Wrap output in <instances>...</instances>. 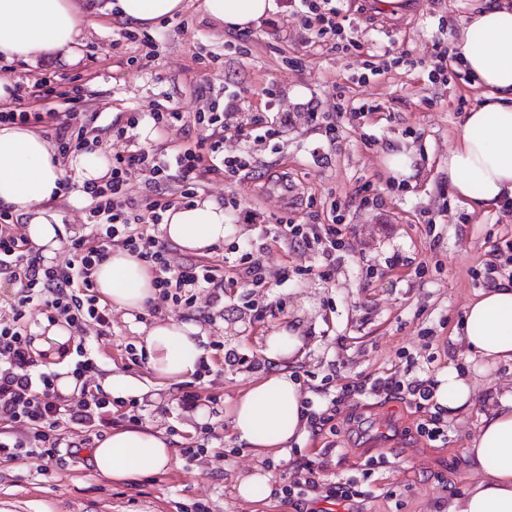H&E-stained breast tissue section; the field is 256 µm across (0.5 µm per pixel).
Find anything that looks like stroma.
<instances>
[{"label":"stroma","instance_id":"1","mask_svg":"<svg viewBox=\"0 0 512 512\" xmlns=\"http://www.w3.org/2000/svg\"><path fill=\"white\" fill-rule=\"evenodd\" d=\"M106 2L78 0L90 23L72 51L28 63L0 60V84L9 91L0 111L45 112L33 93L36 79L65 92L80 78L73 124L85 129L87 153L108 159L126 147L113 137V125L132 112L141 115L135 140L150 152L208 138L212 129L196 123V113L232 91L245 116L293 113V124L270 142L226 137L225 152H249L252 167L233 183L206 176L199 196L219 203L236 193L271 224L339 219L344 246L327 279L315 254L285 245L255 250L271 275L286 264L293 274L261 290L238 282L213 322L202 300L189 310H144L146 325L174 319L201 326L211 371L188 377L200 396L193 408L180 403L183 383L156 376L141 354L142 336L113 312L110 335L85 337L97 364L89 383L111 372L136 378L145 391L141 425L164 435L176 450L174 462L133 481L99 475L83 453L44 469L34 460L2 463L0 512H191L199 502L209 512H306V504L284 503L282 488L307 457L324 460L321 477L329 482L370 477L372 494L355 512H443L449 494L472 481L462 454L488 392L512 387L511 364L477 362L475 408L441 414L444 435L436 441L419 430L425 413L402 400L347 401L319 435L305 433L284 451L260 457L236 444L229 411L271 372L263 343L279 328L302 329L303 354L288 368L302 394L318 403L328 384L394 371L416 376L460 360L454 332L465 305L480 290L512 281V207L472 212L448 192V153L465 112L483 100L455 52L476 0H407L394 14L380 11L376 0H337L366 49L362 55L312 47L299 16L284 6L249 30L225 32L203 0H185L181 13L145 28L154 42L149 52L140 41H120L126 26L105 11ZM440 48L448 52L441 74L432 67ZM369 53L383 56L384 73L367 68ZM364 104L368 113H358ZM171 109L182 113V123L154 127L152 112ZM392 152L411 154L412 175L394 177L386 165ZM61 165L73 187L49 208L68 240L84 232L89 201L69 158ZM220 345L243 355L245 365H226ZM189 445L197 449L191 458L182 453ZM371 459L384 466L368 475ZM258 466L271 475V493L240 499L239 477Z\"/></svg>","mask_w":512,"mask_h":512}]
</instances>
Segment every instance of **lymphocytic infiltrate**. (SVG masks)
<instances>
[{
    "label": "lymphocytic infiltrate",
    "instance_id": "lymphocytic-infiltrate-1",
    "mask_svg": "<svg viewBox=\"0 0 512 512\" xmlns=\"http://www.w3.org/2000/svg\"><path fill=\"white\" fill-rule=\"evenodd\" d=\"M294 12L304 14V22L315 30L312 42L320 46L335 40L344 27L340 11L332 0H288ZM235 95H228L222 111L200 112V124L219 126L222 131L242 137L253 134L255 141L273 137L265 119L254 116L240 121ZM251 156L242 151L228 155L222 141H215L209 153L200 146L176 149L171 159L149 153L141 147L115 155L112 167L101 180L81 186L88 198L89 222L86 234L69 242L71 257L65 265H45L33 256L30 242L22 233L10 208L0 206V274L6 275L14 292L0 296V461L49 460L58 464L74 457V442L65 440L63 426L94 431L112 422V397L103 389H89L87 381L97 364L84 345H77V359L70 374L80 387L78 395H63L57 388L58 373L38 368L28 337V313L40 307L47 320L65 321L77 336L88 330L97 335L111 333V311L97 292L94 271L112 249L119 247L145 262L153 274L159 299L172 307L194 306L199 294H206L213 309H223L224 290L238 281L256 288L269 287L266 267L246 252L231 265L199 261L176 264L170 249L155 233L167 211L191 205L200 177L213 175L225 180L248 170ZM177 167L184 179L179 194L164 191L170 167ZM144 172L154 191L137 199L133 196L132 174ZM225 207L237 210L239 219L258 227L261 241L283 242L290 248L312 251L326 265H333L340 250L341 231L333 224H267L257 212L241 208L236 197L224 200ZM397 398L415 409H424L432 397L427 374L412 378L390 373L359 377L340 387L326 407L305 402L302 414L311 431H321L338 403L371 398ZM324 464L310 458L299 462L296 477L284 490L285 499L314 502L331 499L334 505L352 501L351 482H336L322 489L320 473Z\"/></svg>",
    "mask_w": 512,
    "mask_h": 512
}]
</instances>
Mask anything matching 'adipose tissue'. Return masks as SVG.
<instances>
[{
  "label": "adipose tissue",
  "mask_w": 512,
  "mask_h": 512,
  "mask_svg": "<svg viewBox=\"0 0 512 512\" xmlns=\"http://www.w3.org/2000/svg\"><path fill=\"white\" fill-rule=\"evenodd\" d=\"M119 19L135 27L153 25L184 8V0H114ZM210 17L225 31L240 32L276 9L275 0H204ZM75 0H0V56L34 62L68 50L81 32ZM463 66L486 90V100L467 112L458 143L448 154V189L470 208L497 207L512 199V0H484L458 45ZM63 170L48 141L29 128L0 126V204L27 216L26 234L45 257L60 247L61 226L45 202L56 198ZM183 251L211 253L234 227L223 207L204 200L169 211L161 226ZM101 297L114 309L143 311L153 298V277L145 265L115 250L94 273ZM198 328L176 320L143 328L148 364L163 379L178 381L195 372L202 354ZM457 339L466 362L512 363V282L481 291L469 302ZM303 344L300 331L283 328L267 336L263 354L274 370L234 403L230 422L236 442L265 453L287 448L305 427L303 396L284 360ZM432 400L441 411L474 407L467 370L448 364L433 381ZM471 445L462 454L472 483L450 496L446 512H512V389L490 394ZM89 454L96 470L115 480H133L168 468L175 451L150 429L121 427L98 441Z\"/></svg>",
  "instance_id": "adipose-tissue-1"
}]
</instances>
